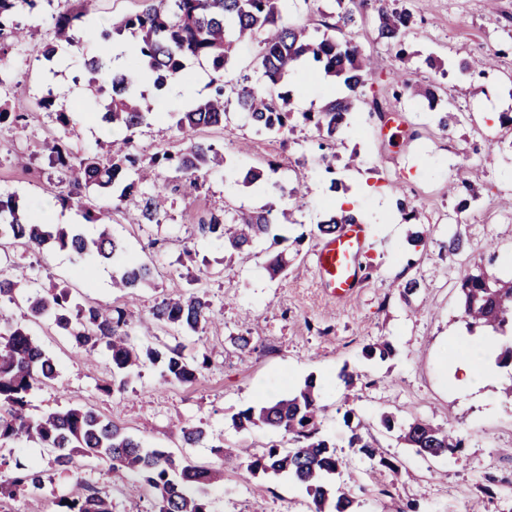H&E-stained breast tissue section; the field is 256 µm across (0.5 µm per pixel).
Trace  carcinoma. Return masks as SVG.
<instances>
[{
    "mask_svg": "<svg viewBox=\"0 0 512 512\" xmlns=\"http://www.w3.org/2000/svg\"><path fill=\"white\" fill-rule=\"evenodd\" d=\"M312 10L311 0H144L143 9L125 18L116 30L137 34L134 58L128 68L112 77L106 91L108 102L101 121L110 129L135 133L155 120L152 109L138 94L140 78L147 75L157 89L174 79L189 76L187 61L204 60L222 73L235 57L237 47L249 42L259 47L257 70L260 84L246 74L217 86L206 98L178 115L176 126L184 134L202 127L222 126L227 134L233 128L227 121L230 98L246 114L260 134L285 136L298 125L315 130L323 144L334 149L338 136L364 105L369 112L383 117L378 99L367 100L366 88L373 80L371 58L363 46L350 38L357 16L373 11L374 40L405 58V39L413 15L405 7L377 6L373 0H331L338 11L322 12L326 29L332 34L317 39L311 36L301 19L294 16L298 2ZM37 0H0V55L25 39L17 28L16 8L23 4L34 8ZM86 16V6L57 19L53 40L41 45L39 52L48 60L56 52L55 42L77 46L84 35L93 33L106 40L105 28L84 27L78 21ZM311 63L319 76L343 85L345 95L328 99L317 111H294L289 94L283 91L285 78L298 63ZM492 66L489 56L462 58L456 63V75L465 77L473 71L485 72ZM397 99L425 98L436 101L435 92L399 73L393 83ZM437 127L447 131L461 123L460 113L451 107L434 113ZM50 152L56 155L68 183L64 204H76L86 222L98 224L100 214L82 202V190L97 187L112 195L115 210L126 216L129 224H161L165 210V189L155 183L163 168L181 173L182 192L197 188L198 176L223 163V155L212 144L193 141L172 154L164 152L148 160L120 148L103 156L77 155L58 142ZM358 219L346 212L332 215L317 225L320 234L336 232L340 224H354ZM279 223L273 207H262L227 221L211 216L198 225L204 237L222 240L240 254H248L257 239L270 233ZM47 244L72 252L86 271L85 261L98 259L118 263L112 287L135 289L152 282L146 263H127L122 246L103 227L98 236L85 238L75 224H48L32 208H24L16 199L0 198V245L21 246L39 251ZM462 321L468 331L485 328L504 336L512 331V279L489 277L484 272L468 273L460 281ZM24 302L27 322L0 319V447L25 438L50 452V465L61 474L74 473L76 457L108 464L113 477L122 481L131 475L132 492L149 494L154 512H213L207 489L224 480V447H214L217 462L207 467L193 465L174 457L162 448H144L141 443L102 414L91 408L71 406L60 411L34 415L29 411V394L56 379L54 363L33 337L28 323L50 322L67 336L77 349L93 350L106 346L110 353L112 376L138 373L148 365L161 368L165 384H190L197 381L208 366L209 357L188 356L179 346L160 350L145 349L131 340L132 323L125 309L98 302L75 301L67 289L29 290V279L18 266L0 271V303ZM152 321L180 333H197L212 320L210 303L190 294L163 298L149 310ZM365 355L381 361L393 355L387 341L364 347ZM318 386L309 376L294 393L278 400L262 402L233 416L239 428L269 427L288 435L290 447L272 446L260 453L243 449L235 455L236 469L243 476L286 475L301 486L311 500V512H357L359 501L348 483L338 479L344 461L336 453V444L319 435ZM389 432L398 430V438L423 457L457 455L465 448L464 439L451 427L441 428L416 417L397 427L394 418L381 417ZM348 447L379 466L394 470L396 465L380 451L369 433L354 429ZM0 466L10 468V476L0 481V501L30 495L45 486V470L19 460L11 463L0 455ZM56 512H112L111 502L98 489L74 478L70 493L57 497Z\"/></svg>",
    "mask_w": 512,
    "mask_h": 512,
    "instance_id": "carcinoma-1",
    "label": "carcinoma"
}]
</instances>
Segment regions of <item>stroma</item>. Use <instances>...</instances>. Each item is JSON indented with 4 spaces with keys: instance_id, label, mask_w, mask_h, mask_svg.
<instances>
[{
    "instance_id": "1",
    "label": "stroma",
    "mask_w": 512,
    "mask_h": 512,
    "mask_svg": "<svg viewBox=\"0 0 512 512\" xmlns=\"http://www.w3.org/2000/svg\"><path fill=\"white\" fill-rule=\"evenodd\" d=\"M74 5V0H39L34 10L21 11L18 21L28 27L30 42L0 59V71L10 78L6 91L0 92V106L26 117L21 129L0 125V197L13 195L24 204L49 206L60 223L80 225L91 239L101 227L83 223L76 207L58 202V194L69 187L60 166L44 150V141H63L81 155L99 153L101 143L109 140L147 156L178 152L188 144L176 128L178 115L211 93L213 74L192 63L189 80L169 82L160 90L142 84L140 91L156 112V121L131 137L122 131L106 134L97 119L105 105L98 87L108 77L90 78L83 65L85 59L103 55L106 42L92 35L77 47L61 42L49 60L34 50L49 38L55 16ZM404 5L414 20L408 37L411 59L399 60L376 43L371 22L352 31L374 61L377 79L367 94L396 112L403 131L399 144H391L390 129L378 119L356 115L336 144L335 175L330 178L315 131L300 126L283 137L259 134L245 114L234 110L233 137H226L220 126L199 129L195 135L227 160L226 167L201 176L199 191L183 195L174 173L161 172L159 181L169 197L163 224L126 223L114 212L107 193L88 194L93 205L109 213L111 233L125 245L128 258L154 269L153 287L127 293L114 289L116 266L107 261L93 264L90 278H83L73 254L55 247L39 253L21 247L0 252L8 263L25 267L39 284L68 286L77 295L126 309L136 321L146 318L156 301L188 293L209 300L215 315L214 322L196 334L156 325L148 332L136 329L132 337L139 347L180 345L188 355L208 353L210 366L198 382L161 384L159 367L149 365L109 396L99 389L110 377L106 349L79 353L48 324L33 325L59 377L53 385L32 392L31 413L84 405L147 447L208 465L215 462L218 445L228 453L287 447L282 432L241 429L231 417L260 401L288 395L311 375L320 387L321 433L347 462L344 477L357 494L360 512H404L411 501L417 512H469L478 500L482 512H512V491L499 486L493 496L484 493L489 475H512V399L502 393L512 370L496 369L493 377L471 388L460 386L454 375L465 350L474 351L480 361L495 358L498 352L488 332L467 331L462 322L460 278L479 265L498 276L512 269V126L499 121L500 113H512V0H404ZM469 53L496 54V64L480 76L444 79L424 63L431 55L453 64ZM398 69L417 83L439 86L443 98L454 99L471 115V123L443 132L427 107L395 100L389 77ZM62 86L68 94L54 110L39 107L47 89ZM285 87L298 112L317 110L340 92L339 86L312 80L301 71L292 74ZM62 111L69 113L70 127L57 122ZM477 146L488 147L490 159L481 163L476 202L460 214L448 194V181L457 168L477 163ZM252 167L263 169L265 177L247 187L238 177ZM334 179L339 189H331ZM298 181L311 188L302 203L276 199L273 184ZM365 184L370 187L366 193L361 190ZM404 194L415 199L416 219L405 220L389 206L391 197ZM348 196L354 198L370 238L358 258L364 273L361 288L338 297L317 277L313 257L322 238L316 226L337 213V200ZM268 203L291 210L290 222L256 241L248 260L230 256L221 242L197 231L211 215H231ZM455 230L467 237L469 246L463 254L451 256L446 245L449 232ZM415 231L423 234L416 245L409 241ZM279 252L290 263L285 275L273 279L266 266ZM399 264L424 284L408 301L395 272ZM243 334L252 338L253 350L235 345V337ZM379 339L393 344L394 356L378 363L367 360L364 347ZM345 366L361 374L349 389L337 378ZM350 409L361 430L371 433L395 460L397 471L351 452V428L345 421ZM384 414L400 422L418 416L439 426L452 425L466 440L464 461L417 455L396 433L380 426ZM183 426L203 427L208 436L186 444L179 432ZM79 476L108 495L112 512H148L151 506L149 497L131 499L124 487L113 484L102 464L83 461ZM208 496L213 512H310L305 491L288 478L246 479L230 468L225 469L222 484L209 488Z\"/></svg>"
}]
</instances>
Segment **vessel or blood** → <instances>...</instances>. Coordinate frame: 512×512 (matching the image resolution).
I'll use <instances>...</instances> for the list:
<instances>
[{"instance_id": "vessel-or-blood-1", "label": "vessel or blood", "mask_w": 512, "mask_h": 512, "mask_svg": "<svg viewBox=\"0 0 512 512\" xmlns=\"http://www.w3.org/2000/svg\"><path fill=\"white\" fill-rule=\"evenodd\" d=\"M368 237L363 224H344L335 234L324 238L315 254V266L323 284L333 294L344 296L360 284L358 257Z\"/></svg>"}]
</instances>
